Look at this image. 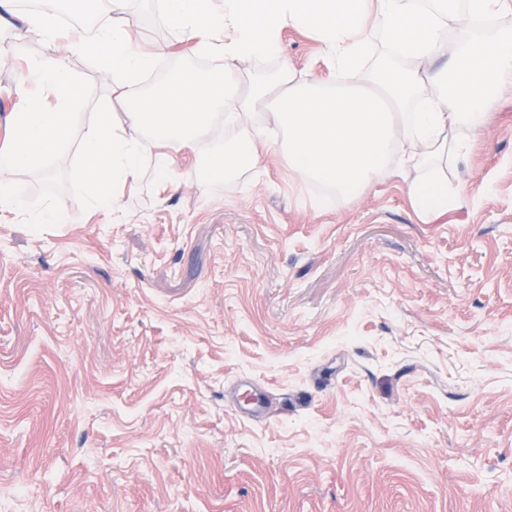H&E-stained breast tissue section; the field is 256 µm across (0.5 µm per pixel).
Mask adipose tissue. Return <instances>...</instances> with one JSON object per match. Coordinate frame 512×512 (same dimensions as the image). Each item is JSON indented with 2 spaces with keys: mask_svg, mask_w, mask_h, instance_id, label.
Masks as SVG:
<instances>
[{
  "mask_svg": "<svg viewBox=\"0 0 512 512\" xmlns=\"http://www.w3.org/2000/svg\"><path fill=\"white\" fill-rule=\"evenodd\" d=\"M125 4L96 0L94 20L73 36L53 15L30 20L66 54L102 46L103 72L136 93L123 123L105 111L84 136L77 178L94 212L112 209L115 186L138 178L147 162L163 189L177 188L171 157L147 156L148 143L194 148L209 193L245 166L272 128L302 180L350 198L393 172L422 217L438 216L459 203L448 192L449 156L465 149L466 134L482 127L502 88L512 85V29L480 27L512 12V0H161L167 25L223 66L215 78L178 73L146 95L137 87L157 58L133 39ZM288 27L314 33L336 74L353 83L331 86L286 63L266 70ZM452 30L459 34L453 46ZM246 61L255 68L249 76L240 68ZM21 80L55 103L28 98L12 116L11 142L0 149V223L55 224L54 208L24 209L13 176L66 143L78 99L61 58H27ZM219 115L229 135L214 149L204 136ZM127 123L140 136L127 135Z\"/></svg>",
  "mask_w": 512,
  "mask_h": 512,
  "instance_id": "adipose-tissue-1",
  "label": "adipose tissue"
}]
</instances>
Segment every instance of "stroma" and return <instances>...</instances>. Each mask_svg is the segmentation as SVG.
Instances as JSON below:
<instances>
[{
    "mask_svg": "<svg viewBox=\"0 0 512 512\" xmlns=\"http://www.w3.org/2000/svg\"><path fill=\"white\" fill-rule=\"evenodd\" d=\"M55 11L17 0L28 54L64 55L27 26ZM127 11L156 73L219 72L159 5ZM280 45L329 79L313 34ZM99 56H64L69 141L13 176L59 222L0 223V512H512V87L436 219L391 175L324 198L271 141L208 196L170 148L178 189L147 166L94 213L80 143L123 111ZM17 68L0 59V148Z\"/></svg>",
    "mask_w": 512,
    "mask_h": 512,
    "instance_id": "obj_1",
    "label": "stroma"
}]
</instances>
